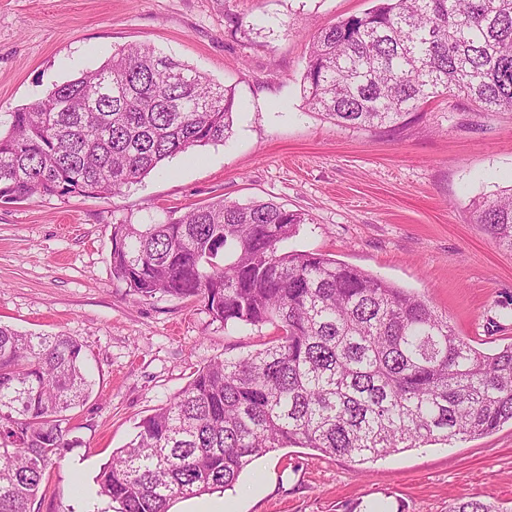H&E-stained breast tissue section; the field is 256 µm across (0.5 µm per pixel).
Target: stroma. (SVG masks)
I'll return each mask as SVG.
<instances>
[{
    "mask_svg": "<svg viewBox=\"0 0 512 512\" xmlns=\"http://www.w3.org/2000/svg\"><path fill=\"white\" fill-rule=\"evenodd\" d=\"M372 0H0V122L115 48L148 43L233 88V135L170 159L107 198L0 204V322L83 344L94 381L71 414L78 445L47 472L35 512H83L137 424L210 361L260 348L268 326L224 325L200 302L133 301L112 279L113 225L155 224L224 199L305 217L286 250L320 253L426 300L487 353L512 344V253L472 201L512 186V112L453 96L406 124L359 129L305 105L316 31ZM230 512H448L512 506V424L356 464L291 446L223 493Z\"/></svg>",
    "mask_w": 512,
    "mask_h": 512,
    "instance_id": "35a3bbf8",
    "label": "stroma"
}]
</instances>
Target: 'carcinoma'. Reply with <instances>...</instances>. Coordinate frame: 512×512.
Returning <instances> with one entry per match:
<instances>
[{"label":"carcinoma","mask_w":512,"mask_h":512,"mask_svg":"<svg viewBox=\"0 0 512 512\" xmlns=\"http://www.w3.org/2000/svg\"><path fill=\"white\" fill-rule=\"evenodd\" d=\"M306 105L341 126L391 128L459 96L512 112V0H378L313 36ZM234 92L148 44L11 113L0 201L101 198L233 131ZM512 252V187L473 202ZM304 217L220 200L160 224L112 225V279L138 302L200 301L226 325L275 336L227 355L137 426L97 478L116 512H169L234 486L289 445L351 462L480 437L512 422V344L486 353L425 300L330 257L285 251ZM84 347L0 324V512H34L76 441L68 413L93 391ZM449 512H512L480 499Z\"/></svg>","instance_id":"obj_1"}]
</instances>
